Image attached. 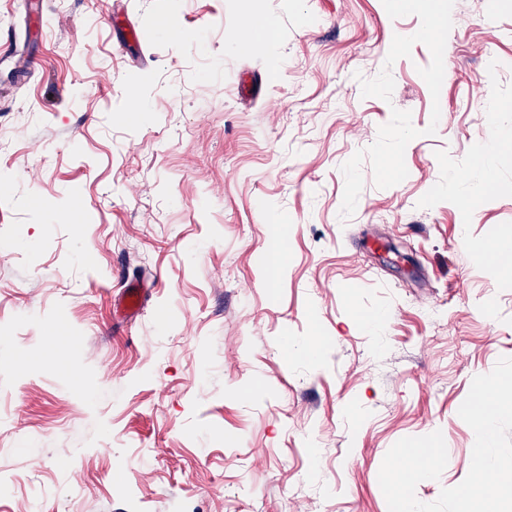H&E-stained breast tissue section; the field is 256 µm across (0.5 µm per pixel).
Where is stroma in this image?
<instances>
[{
	"instance_id": "obj_1",
	"label": "stroma",
	"mask_w": 512,
	"mask_h": 512,
	"mask_svg": "<svg viewBox=\"0 0 512 512\" xmlns=\"http://www.w3.org/2000/svg\"><path fill=\"white\" fill-rule=\"evenodd\" d=\"M505 240L512 0H0V512H388L438 430L435 501ZM256 28L265 31L268 38H270L274 36L277 31V23L271 16L259 17L248 21L247 24L238 31L233 40V47L236 51L248 53L258 48L259 44L255 34Z\"/></svg>"
}]
</instances>
